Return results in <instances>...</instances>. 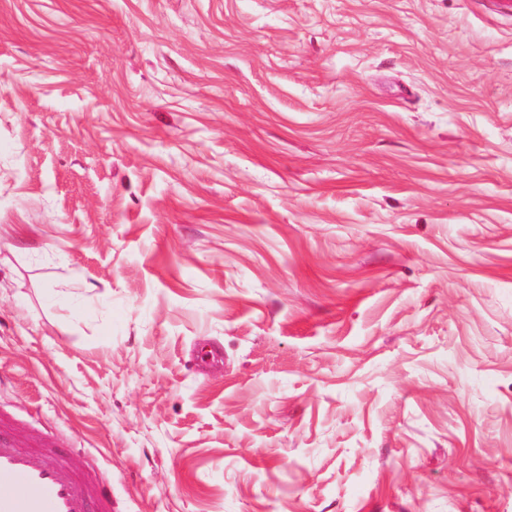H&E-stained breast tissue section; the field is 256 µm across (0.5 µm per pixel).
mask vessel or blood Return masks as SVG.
<instances>
[{
    "mask_svg": "<svg viewBox=\"0 0 512 512\" xmlns=\"http://www.w3.org/2000/svg\"><path fill=\"white\" fill-rule=\"evenodd\" d=\"M92 491L55 450L36 461L0 438V512H89Z\"/></svg>",
    "mask_w": 512,
    "mask_h": 512,
    "instance_id": "1",
    "label": "vessel or blood"
}]
</instances>
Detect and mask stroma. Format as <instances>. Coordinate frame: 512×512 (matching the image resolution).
<instances>
[{"label": "stroma", "instance_id": "stroma-1", "mask_svg": "<svg viewBox=\"0 0 512 512\" xmlns=\"http://www.w3.org/2000/svg\"><path fill=\"white\" fill-rule=\"evenodd\" d=\"M0 432L112 512H512V0H0Z\"/></svg>", "mask_w": 512, "mask_h": 512}]
</instances>
